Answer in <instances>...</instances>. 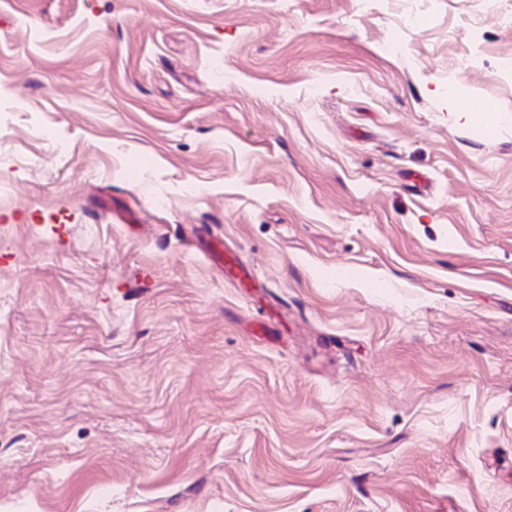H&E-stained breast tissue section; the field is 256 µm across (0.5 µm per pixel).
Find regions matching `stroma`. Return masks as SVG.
<instances>
[{"label":"stroma","instance_id":"stroma-1","mask_svg":"<svg viewBox=\"0 0 512 512\" xmlns=\"http://www.w3.org/2000/svg\"><path fill=\"white\" fill-rule=\"evenodd\" d=\"M0 512H512V0H0ZM448 108L456 122L469 123L476 120L485 124H496L502 119V115L491 106L486 111H476L469 106V101L459 99L452 92L448 94Z\"/></svg>","mask_w":512,"mask_h":512}]
</instances>
